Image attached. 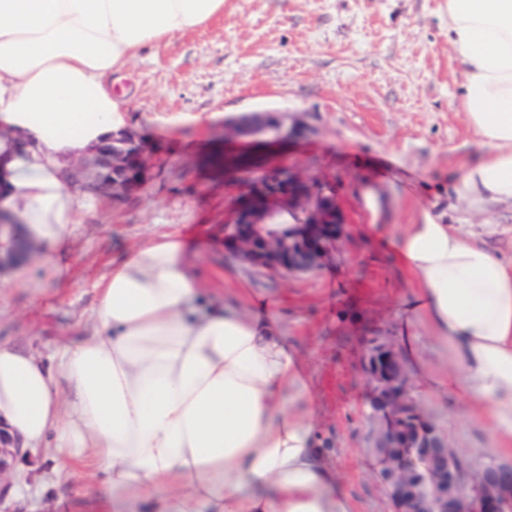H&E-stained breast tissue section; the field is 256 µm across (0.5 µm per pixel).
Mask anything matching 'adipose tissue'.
<instances>
[{"mask_svg": "<svg viewBox=\"0 0 512 512\" xmlns=\"http://www.w3.org/2000/svg\"><path fill=\"white\" fill-rule=\"evenodd\" d=\"M223 11L224 0H0V210L38 247V267H55L91 205L63 169L127 132L107 77ZM448 44L480 149L455 191L512 206V0H448ZM391 244L419 282L398 314L402 352L418 357L427 332L453 363L445 376L421 368L420 385L478 401L496 441L512 443V262L427 211ZM95 292V326L55 362L0 342V421L24 449L103 476L112 512H353L311 413L293 408L310 385L263 303L206 299L168 235Z\"/></svg>", "mask_w": 512, "mask_h": 512, "instance_id": "1", "label": "adipose tissue"}]
</instances>
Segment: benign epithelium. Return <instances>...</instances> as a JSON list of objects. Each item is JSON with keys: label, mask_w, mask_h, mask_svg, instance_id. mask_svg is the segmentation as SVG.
Segmentation results:
<instances>
[{"label": "benign epithelium", "mask_w": 512, "mask_h": 512, "mask_svg": "<svg viewBox=\"0 0 512 512\" xmlns=\"http://www.w3.org/2000/svg\"><path fill=\"white\" fill-rule=\"evenodd\" d=\"M234 129L237 135H248L271 127L262 114L254 113L242 117ZM141 174L140 146L127 134L117 146L100 148L91 163L76 164L72 176L101 191L128 188L129 180ZM278 197L306 206L299 240L288 247L270 229L273 215L267 201ZM237 223L256 224L263 235L260 240L230 236L227 242L237 256L252 267L286 274L315 270L343 230L335 196L320 185L303 184L286 168L260 179L239 210ZM364 366L371 386V447L382 465L378 477L395 512H512V465L484 463L463 469L448 437L409 395L408 374L391 343L372 340ZM19 451L20 445L0 428V502Z\"/></svg>", "instance_id": "1"}]
</instances>
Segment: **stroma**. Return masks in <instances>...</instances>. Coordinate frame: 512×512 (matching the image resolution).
<instances>
[{"mask_svg":"<svg viewBox=\"0 0 512 512\" xmlns=\"http://www.w3.org/2000/svg\"><path fill=\"white\" fill-rule=\"evenodd\" d=\"M461 69L448 46L446 0H224L207 24L143 51L113 74L129 132L140 143V182L96 196L60 277L0 269V341L48 355L93 326L94 282L143 240L173 234L216 300L243 304L264 292L311 377V408L354 512H394L370 450L369 341L393 340L399 298L418 281L384 236L421 211L464 230L497 227L487 244L512 258V210H474L454 190L475 159L476 137L455 103ZM282 119L287 143L264 149L267 167L330 186L345 228L321 268L281 274L242 263L224 242L247 188L216 165L249 139L223 138L239 116ZM385 200L370 231L363 184ZM426 414L458 448L465 468L512 463L470 403L423 396ZM100 478L70 474L40 449L15 464L8 512H112Z\"/></svg>","mask_w":512,"mask_h":512,"instance_id":"obj_1","label":"stroma"}]
</instances>
